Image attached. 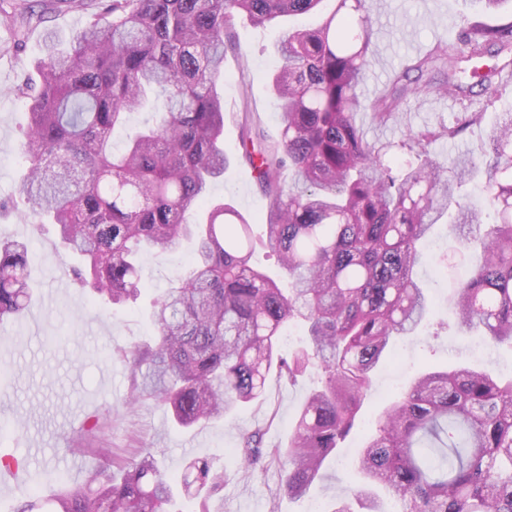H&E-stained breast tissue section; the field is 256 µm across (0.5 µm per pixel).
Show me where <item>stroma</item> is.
Instances as JSON below:
<instances>
[{
  "mask_svg": "<svg viewBox=\"0 0 512 512\" xmlns=\"http://www.w3.org/2000/svg\"><path fill=\"white\" fill-rule=\"evenodd\" d=\"M49 0H26L33 14L24 36H16L0 18V201H18L19 179L25 167L21 154L27 102L14 96V85L33 74L44 55L47 33L68 39L85 20L82 12L48 9ZM369 15L378 52L360 88L362 108L357 121L368 141L388 142V161L400 165L411 156L398 144L407 130H437L465 124L453 138L430 143L429 153L442 159L480 154L497 111L512 104V80L474 87L464 95L441 96L424 90L410 94L398 118L385 125L371 120L370 105L391 84L395 72L424 57L438 42L450 53L463 55L461 32L481 20L497 25L512 20V0L495 12H482L473 0H369ZM286 22L256 27L238 22L231 33L233 50L224 56V151L230 165L210 189L211 199L231 203L253 223H260L269 201L260 191L251 168L243 161L240 129L234 119L241 91H248L266 134L279 135L278 102L269 81L276 60L273 43ZM478 122H471V115ZM30 243L33 305L21 319L0 321V458L14 457L23 472L0 467V512H16L33 489L49 491L50 480L63 477L82 483L101 467L96 447L112 448L119 459H131L140 449H152L167 471L182 468L193 457L233 471L235 477L210 495L209 512H311L342 496L357 484L362 440L375 426V416L389 398L426 368L476 365L492 372L512 371V346L503 344L477 355L472 337L456 326L452 307L456 280L467 271L454 261L458 244L446 222L437 224L426 244L431 260L418 275L429 287L434 311L419 337L398 340L392 362L380 367L361 410V422L322 471L309 494L291 499L279 490L278 464L265 473H237L235 448L239 430L267 425L270 442L288 440L290 423L301 402L315 386L312 375L294 385L270 374L263 401L237 410L232 422L209 421L190 429L176 427L166 408L154 401L130 407L129 372L121 352L149 342L155 331L151 303L170 278L186 269L185 251L146 257L145 286L135 302L106 306L80 293L61 271V257L52 233L37 232L14 213L0 214V233Z\"/></svg>",
  "mask_w": 512,
  "mask_h": 512,
  "instance_id": "obj_1",
  "label": "stroma"
}]
</instances>
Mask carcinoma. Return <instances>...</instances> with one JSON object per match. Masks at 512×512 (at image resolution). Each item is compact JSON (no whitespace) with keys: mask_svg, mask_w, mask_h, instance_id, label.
<instances>
[{"mask_svg":"<svg viewBox=\"0 0 512 512\" xmlns=\"http://www.w3.org/2000/svg\"><path fill=\"white\" fill-rule=\"evenodd\" d=\"M88 11L68 46L49 33L35 63L38 81L11 89L28 100L26 173L20 192L36 228L53 226L74 259L65 274L110 305L138 298L141 258L191 246L188 271L158 295L154 344L123 354L128 403L153 400L190 428L264 399L271 370L287 382L312 372L320 385L299 407L285 444L267 428L239 431L247 468L280 466V490L305 495L326 461L357 426L372 373L390 346L412 335L431 299L416 278L419 242L442 217L468 254L455 286L460 332L512 345V108L487 134L479 166L469 156L447 166L424 143L463 126L410 131L401 147L418 161L395 167L388 146L366 140L356 114L359 88L376 53L367 0H336L317 28L295 26L277 42L272 90L281 106L279 138L269 141L243 97L238 112L245 160L269 198L264 234L227 203L208 200L229 165L222 144L224 98L217 82L238 17L264 27L305 15L322 0H63ZM467 59L512 49V21L476 20L462 32ZM440 66L436 93L463 90L459 58L439 44L415 67ZM160 101L153 124L112 151L127 117ZM403 93H381L372 120L386 124ZM483 174L496 219L482 236L477 206L456 189ZM276 253L288 287L250 264L256 244ZM28 247L0 236V321L30 306ZM294 322L304 343L283 357ZM364 445V483L331 512H512V374L469 366L425 370L378 416ZM233 479L206 460L179 474L160 469L149 448L103 467L86 486L58 483L16 512H171L174 488L208 498Z\"/></svg>","mask_w":512,"mask_h":512,"instance_id":"carcinoma-1","label":"carcinoma"}]
</instances>
